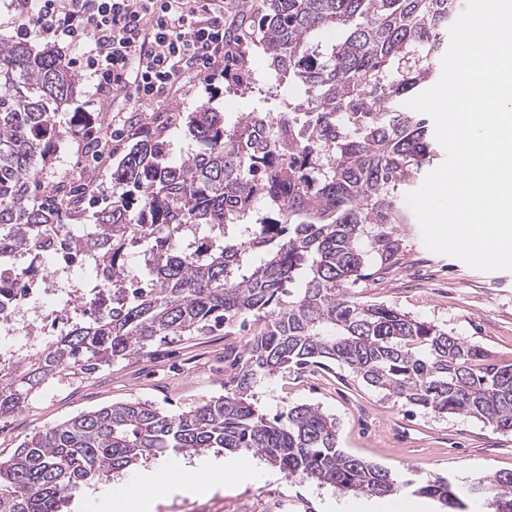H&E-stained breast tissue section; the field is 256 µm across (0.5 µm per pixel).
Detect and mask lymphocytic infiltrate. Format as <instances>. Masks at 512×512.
<instances>
[{
	"label": "lymphocytic infiltrate",
	"mask_w": 512,
	"mask_h": 512,
	"mask_svg": "<svg viewBox=\"0 0 512 512\" xmlns=\"http://www.w3.org/2000/svg\"><path fill=\"white\" fill-rule=\"evenodd\" d=\"M16 37L79 49L99 103L161 105L228 53L224 0H8Z\"/></svg>",
	"instance_id": "lymphocytic-infiltrate-1"
}]
</instances>
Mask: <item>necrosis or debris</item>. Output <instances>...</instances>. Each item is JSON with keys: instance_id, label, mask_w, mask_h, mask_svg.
Instances as JSON below:
<instances>
[{"instance_id": "obj_1", "label": "necrosis or debris", "mask_w": 512, "mask_h": 512, "mask_svg": "<svg viewBox=\"0 0 512 512\" xmlns=\"http://www.w3.org/2000/svg\"><path fill=\"white\" fill-rule=\"evenodd\" d=\"M101 266L88 252H75L70 236L56 234L50 246L20 248L0 256V355L30 354L66 331L85 308L76 302L86 278L103 291Z\"/></svg>"}]
</instances>
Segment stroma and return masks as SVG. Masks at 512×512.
<instances>
[{
    "mask_svg": "<svg viewBox=\"0 0 512 512\" xmlns=\"http://www.w3.org/2000/svg\"><path fill=\"white\" fill-rule=\"evenodd\" d=\"M248 62L257 78L248 90L219 75L159 108L129 109L121 98L115 105L124 111L126 129L161 132L169 144L168 163L178 164L197 149L185 123L197 105L209 104L233 120L260 105L279 112L296 103V93L279 86L261 49H250ZM393 234L400 244L393 266L383 270L369 261L352 295L431 321L483 347L499 363L511 364L512 271H479L429 250L415 221L394 225ZM243 345V337L220 330L184 336L91 373L54 380L21 411L0 418V459L9 458L39 431L117 402L146 401L169 413L199 406L223 394ZM256 392L259 409L270 416L304 403L334 414L341 448L408 479L437 475L466 483L512 471V433L465 414L436 416L385 395L345 367L290 368L259 384ZM413 494L408 487L391 497L367 500L281 475L230 483L203 496L162 493L154 512H362L367 501L371 512H408L404 500Z\"/></svg>",
    "mask_w": 512,
    "mask_h": 512,
    "instance_id": "stroma-1",
    "label": "stroma"
}]
</instances>
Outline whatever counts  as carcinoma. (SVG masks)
Returning a JSON list of instances; mask_svg holds the SVG:
<instances>
[{"label": "carcinoma", "mask_w": 512, "mask_h": 512, "mask_svg": "<svg viewBox=\"0 0 512 512\" xmlns=\"http://www.w3.org/2000/svg\"><path fill=\"white\" fill-rule=\"evenodd\" d=\"M253 24L227 32L250 85L258 43L304 101L254 108L234 122L200 104L187 126L199 151L165 162L160 135L132 133L112 165V199L73 240L97 255L112 299L38 351L0 364V417L51 380L87 374L156 341L224 326L247 337L224 394L181 413L144 401L80 413L0 460V512H62L76 493L168 451L252 452L292 479L385 497L409 481L338 446V422L312 404L269 418L257 384L286 368L338 364L367 385L437 415L467 414L512 433V364L348 288L370 259L396 255L388 224H407L398 190L434 157L428 119L406 102L436 78L457 0H254ZM84 78L46 36L0 45V254L63 230L64 202L83 214L81 178L44 176L64 136L105 127L74 108ZM376 231L365 237V227ZM144 248L145 277L128 253ZM416 492L464 512L448 478ZM512 512V472L472 482Z\"/></svg>", "instance_id": "carcinoma-1"}]
</instances>
